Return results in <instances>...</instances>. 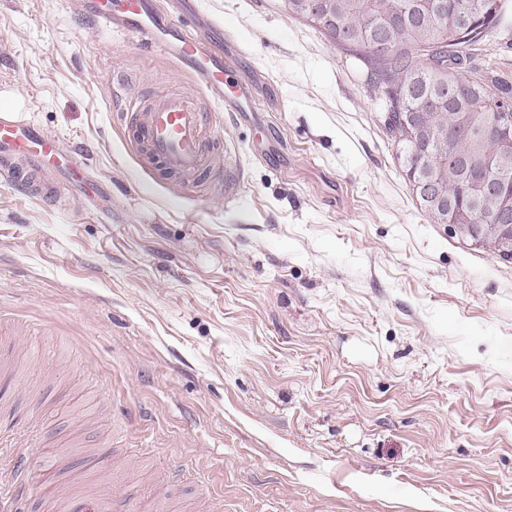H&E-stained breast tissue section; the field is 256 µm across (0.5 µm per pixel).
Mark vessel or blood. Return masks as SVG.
<instances>
[{"label":"vessel or blood","instance_id":"obj_1","mask_svg":"<svg viewBox=\"0 0 512 512\" xmlns=\"http://www.w3.org/2000/svg\"><path fill=\"white\" fill-rule=\"evenodd\" d=\"M85 13L108 29L135 35L142 46L180 61L208 91L209 105H202L180 91H167L148 103L121 99L116 122L131 132L130 146L146 164L163 173L202 187V175L214 171L208 144L216 103L230 102L242 94L233 67L221 53L203 48L182 25L167 20L155 0H85ZM87 163L77 150L65 148L57 135L43 131L22 113L0 110V184L33 194L32 179L52 174L81 186L93 198L97 184L85 177ZM21 484L0 471V512H18ZM55 512H114L111 489L87 496L69 488L54 487Z\"/></svg>","mask_w":512,"mask_h":512}]
</instances>
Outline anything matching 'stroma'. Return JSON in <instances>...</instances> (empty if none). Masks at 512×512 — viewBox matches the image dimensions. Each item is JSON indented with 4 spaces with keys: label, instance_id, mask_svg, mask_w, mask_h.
<instances>
[{
    "label": "stroma",
    "instance_id": "1",
    "mask_svg": "<svg viewBox=\"0 0 512 512\" xmlns=\"http://www.w3.org/2000/svg\"><path fill=\"white\" fill-rule=\"evenodd\" d=\"M250 113L232 199L142 170L113 89L203 98L74 0H0V109L88 154L81 205L0 185V426L116 512H512V262L431 223L356 58L286 0H195ZM512 84V0L471 58ZM111 451L109 470L86 460Z\"/></svg>",
    "mask_w": 512,
    "mask_h": 512
}]
</instances>
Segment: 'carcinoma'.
I'll list each match as a JSON object with an SVG mask.
<instances>
[{
	"label": "carcinoma",
	"mask_w": 512,
	"mask_h": 512,
	"mask_svg": "<svg viewBox=\"0 0 512 512\" xmlns=\"http://www.w3.org/2000/svg\"><path fill=\"white\" fill-rule=\"evenodd\" d=\"M330 0L313 22L338 50L358 58L372 91L386 86V135L404 148L408 182L432 172L446 184L448 220L465 213L478 226L493 222L497 197L477 194L473 179L489 175L512 196V155H503L505 108L512 87L487 71L465 74L469 51L485 43L502 17V0Z\"/></svg>",
	"instance_id": "cac0c4a2"
}]
</instances>
